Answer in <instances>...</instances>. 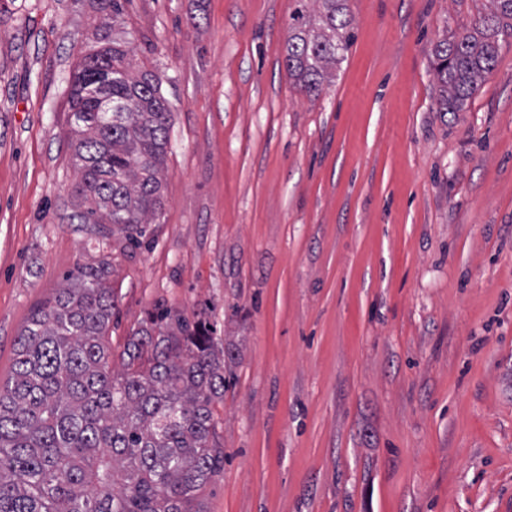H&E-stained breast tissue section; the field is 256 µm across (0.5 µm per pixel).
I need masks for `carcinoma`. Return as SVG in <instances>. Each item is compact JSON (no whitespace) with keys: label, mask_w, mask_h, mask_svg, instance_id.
I'll return each instance as SVG.
<instances>
[{"label":"carcinoma","mask_w":512,"mask_h":512,"mask_svg":"<svg viewBox=\"0 0 512 512\" xmlns=\"http://www.w3.org/2000/svg\"><path fill=\"white\" fill-rule=\"evenodd\" d=\"M285 56L311 95L332 81L353 40L347 0H297ZM434 48L440 111L461 112L496 65L512 0H493ZM121 0L99 4L103 42L70 90L73 159L90 201L84 224H110L136 248L162 207L171 110L161 79L133 74L110 37ZM108 267H79L28 320L0 385V512H207L203 490L224 468L213 405L224 399V347L213 329L157 305L119 353L108 341Z\"/></svg>","instance_id":"1"}]
</instances>
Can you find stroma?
Wrapping results in <instances>:
<instances>
[{"label": "stroma", "instance_id": "obj_1", "mask_svg": "<svg viewBox=\"0 0 512 512\" xmlns=\"http://www.w3.org/2000/svg\"><path fill=\"white\" fill-rule=\"evenodd\" d=\"M295 0H123L171 126L148 246L82 223L68 97L97 0H0V383L33 312L108 265L121 350L162 303L229 357L207 512H512V32L465 111L432 52L491 0H348L329 84ZM291 15L285 56L288 76L311 95L324 82H331L332 69L341 62L353 40L347 0H297ZM316 5L315 19L307 15V5ZM317 17V18H316Z\"/></svg>", "mask_w": 512, "mask_h": 512}]
</instances>
